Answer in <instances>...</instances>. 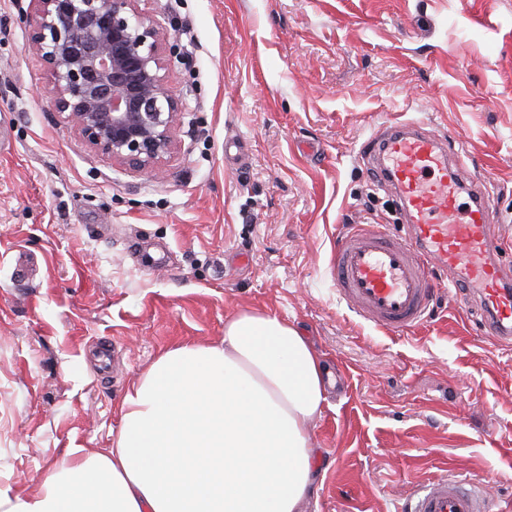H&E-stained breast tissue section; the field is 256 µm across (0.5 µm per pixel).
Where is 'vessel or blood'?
Segmentation results:
<instances>
[{"label":"vessel or blood","mask_w":512,"mask_h":512,"mask_svg":"<svg viewBox=\"0 0 512 512\" xmlns=\"http://www.w3.org/2000/svg\"><path fill=\"white\" fill-rule=\"evenodd\" d=\"M453 149L413 121L376 134L370 172L394 185L406 232L384 224H357L336 242L331 273L341 299L375 327L403 333L427 318L433 295L449 284L460 301L476 303L484 335L512 340V285L500 260L491 214L480 186L475 201L459 204ZM445 280L433 277V270ZM405 512H491L487 494L443 474L418 488Z\"/></svg>","instance_id":"vessel-or-blood-1"}]
</instances>
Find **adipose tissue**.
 <instances>
[{"instance_id": "adipose-tissue-1", "label": "adipose tissue", "mask_w": 512, "mask_h": 512, "mask_svg": "<svg viewBox=\"0 0 512 512\" xmlns=\"http://www.w3.org/2000/svg\"><path fill=\"white\" fill-rule=\"evenodd\" d=\"M332 374L299 329L242 311L215 344L160 355L124 396L108 452L73 448L0 512H300Z\"/></svg>"}]
</instances>
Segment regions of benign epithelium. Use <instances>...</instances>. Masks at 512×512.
Here are the masks:
<instances>
[{
  "label": "benign epithelium",
  "instance_id": "1",
  "mask_svg": "<svg viewBox=\"0 0 512 512\" xmlns=\"http://www.w3.org/2000/svg\"><path fill=\"white\" fill-rule=\"evenodd\" d=\"M29 48L52 107L92 149L150 172L177 149L183 109L169 82L170 37L136 0H30Z\"/></svg>",
  "mask_w": 512,
  "mask_h": 512
}]
</instances>
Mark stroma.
Segmentation results:
<instances>
[{"instance_id":"obj_1","label":"stroma","mask_w":512,"mask_h":512,"mask_svg":"<svg viewBox=\"0 0 512 512\" xmlns=\"http://www.w3.org/2000/svg\"><path fill=\"white\" fill-rule=\"evenodd\" d=\"M170 35L176 152L140 174L54 111L29 0H0V486L34 495L71 448L107 451L158 356L236 312L296 325L340 381L312 425L302 512H398L471 479L512 512V344L439 291L390 334L336 293L354 224L403 227L364 154L397 120L460 139L512 241V0H138ZM26 252L32 281L12 275ZM153 269L139 268V261Z\"/></svg>"}]
</instances>
